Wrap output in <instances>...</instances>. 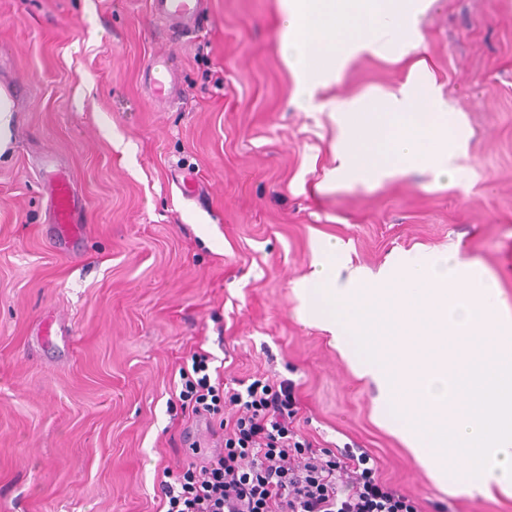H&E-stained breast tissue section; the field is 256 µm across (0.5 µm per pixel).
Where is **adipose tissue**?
Instances as JSON below:
<instances>
[{"label":"adipose tissue","mask_w":512,"mask_h":512,"mask_svg":"<svg viewBox=\"0 0 512 512\" xmlns=\"http://www.w3.org/2000/svg\"><path fill=\"white\" fill-rule=\"evenodd\" d=\"M433 0H280L282 42L294 93L311 104L363 55H414L398 88L331 103L339 137L335 184H377L427 170L447 182L464 131L432 92L434 76L420 57L419 20Z\"/></svg>","instance_id":"1"}]
</instances>
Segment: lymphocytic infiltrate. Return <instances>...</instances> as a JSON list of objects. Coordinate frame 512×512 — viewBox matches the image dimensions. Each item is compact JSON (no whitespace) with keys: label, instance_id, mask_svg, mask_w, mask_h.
I'll use <instances>...</instances> for the list:
<instances>
[{"label":"lymphocytic infiltrate","instance_id":"1","mask_svg":"<svg viewBox=\"0 0 512 512\" xmlns=\"http://www.w3.org/2000/svg\"><path fill=\"white\" fill-rule=\"evenodd\" d=\"M210 356L193 351L179 370L181 409L222 416L224 446L202 464L161 480L165 512H419L384 482L366 450H314L294 426L291 380L261 374L225 383Z\"/></svg>","mask_w":512,"mask_h":512}]
</instances>
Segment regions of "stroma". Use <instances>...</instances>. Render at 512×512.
<instances>
[{"instance_id": "35a3bbf8", "label": "stroma", "mask_w": 512, "mask_h": 512, "mask_svg": "<svg viewBox=\"0 0 512 512\" xmlns=\"http://www.w3.org/2000/svg\"><path fill=\"white\" fill-rule=\"evenodd\" d=\"M420 27L468 137L456 184L326 190L328 104L402 83L405 63L360 57L313 108L294 96L279 0H208L189 38L151 0H0L15 104L0 160V512H160L163 470L219 446V418L170 404L198 349L228 379L293 380L300 435L367 449L420 512H512V495L438 482L380 425L375 384L298 314L326 236L374 271L459 247L512 303V0H435ZM161 53L184 93L158 104L144 67ZM55 173L79 201L67 243ZM47 321L63 338L40 340Z\"/></svg>"}]
</instances>
